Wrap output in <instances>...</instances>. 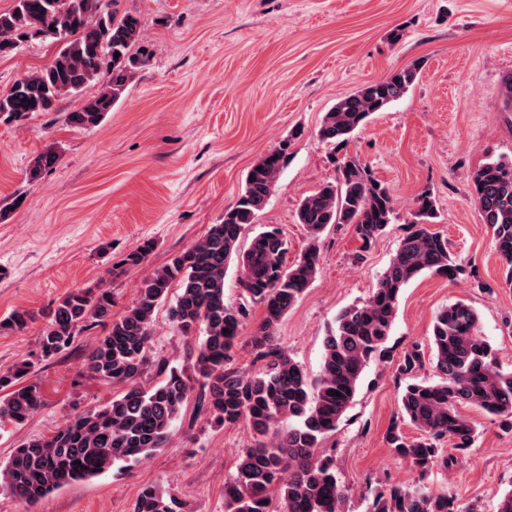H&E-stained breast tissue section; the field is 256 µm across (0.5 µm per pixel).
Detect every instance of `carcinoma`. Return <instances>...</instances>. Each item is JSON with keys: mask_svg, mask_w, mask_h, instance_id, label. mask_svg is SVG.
<instances>
[{"mask_svg": "<svg viewBox=\"0 0 512 512\" xmlns=\"http://www.w3.org/2000/svg\"><path fill=\"white\" fill-rule=\"evenodd\" d=\"M121 0H13L0 11V56L36 39L52 40L59 49L46 65L0 93V120L56 110L65 96L89 84L98 92L68 113L70 125L91 129L126 96L133 73L149 60L138 47L141 15L119 10ZM119 56H114V53ZM417 71L407 68L362 86L339 99L323 116L321 140L343 149L371 116L403 97ZM264 154L247 172L233 205L218 223L186 251L143 280L137 301L112 318V292L77 289L58 300L42 329L39 351L0 373V425L20 426L43 402L40 387L28 381L35 364L71 348L80 334L96 324L107 327L88 355V368L100 379L125 385V391L101 407L67 422L50 437L29 439L0 463V492L35 503L74 482L88 480L114 465L131 468L163 447L167 435L190 398L198 412L217 425L247 422L256 443L240 455L234 478L224 485V512H347L348 495L322 441L336 431L353 401L363 373L376 359L390 358L386 343L392 331L399 296L412 280L425 275L448 280L461 267L451 256L448 239L431 229L437 218L435 200L424 191L416 198L413 220L397 250L365 301L340 310L323 340L320 375L310 383L300 364L275 342V330L315 278L318 241L330 224H351L362 247L384 234L394 215L387 185L358 157L344 153L337 176L303 198L298 223L311 242L293 262L288 242L276 229L258 232L239 252L246 225L255 221L275 189L288 157L286 145ZM59 154L52 148L38 154L26 177L33 182L53 167ZM483 222L492 230L495 250L512 286V161L490 160L471 177ZM154 248L147 240L122 263L136 267ZM237 260L245 302L224 300V269ZM179 294L169 308L171 321L186 336L202 335L192 373L152 357V326L158 307L172 286ZM263 317L251 344L265 361L259 372L231 366L233 349L249 308ZM36 313L18 309L0 319V333L21 331ZM479 314L457 300L434 317L430 353L438 380L413 381L400 395V416L391 422L385 441L392 453L407 460L421 476L435 466L457 462L444 454V439L455 449L473 446L476 429L460 412L470 406L499 418L512 431V370L496 363L489 342L480 334ZM426 361L413 343L399 358L397 372L413 376ZM155 373L159 381L146 387L142 379ZM340 395L335 396L333 392ZM420 431L409 439L404 422ZM171 492L144 486L133 512H179ZM367 512H474L453 496L424 485L390 486L376 492Z\"/></svg>", "mask_w": 512, "mask_h": 512, "instance_id": "obj_1", "label": "carcinoma"}]
</instances>
